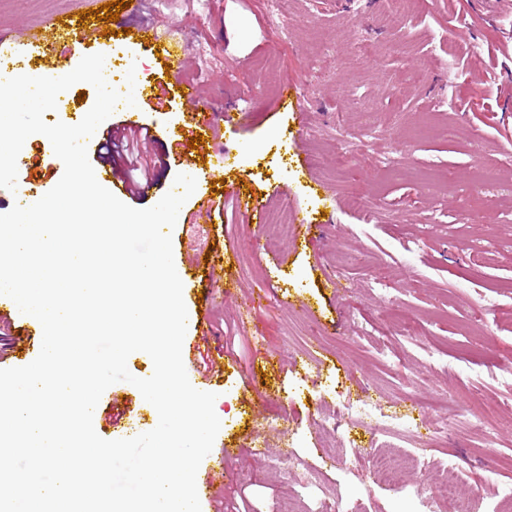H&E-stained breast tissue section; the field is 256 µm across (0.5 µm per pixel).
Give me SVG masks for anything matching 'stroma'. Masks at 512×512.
<instances>
[{
  "instance_id": "1",
  "label": "stroma",
  "mask_w": 512,
  "mask_h": 512,
  "mask_svg": "<svg viewBox=\"0 0 512 512\" xmlns=\"http://www.w3.org/2000/svg\"><path fill=\"white\" fill-rule=\"evenodd\" d=\"M98 6L0 0V30L23 41L88 11L65 70L115 46L134 59L135 113L167 131L189 114L147 97L167 78L129 33L152 23L191 44L184 77L215 111L244 115L218 121L203 155L228 153L224 191L191 169L198 184L172 241L176 268L210 256L228 286L209 303L224 348L211 390L232 451L216 480L228 512H425L418 484L448 512L445 463L471 512H512V16L475 0H405L397 28L386 0H141L125 34L107 36ZM286 79L302 111L280 109ZM18 160V184L38 194L63 175L50 149L25 146ZM252 192L267 201L265 223L235 206ZM285 214L305 216L311 234L272 231ZM300 357L314 375L294 371ZM342 392L407 422L410 436L392 439L403 459L393 483L352 462V444L379 451L364 429L323 435ZM116 402L133 408L121 437L157 426L132 384H112L98 406ZM280 451L299 468L274 466Z\"/></svg>"
}]
</instances>
